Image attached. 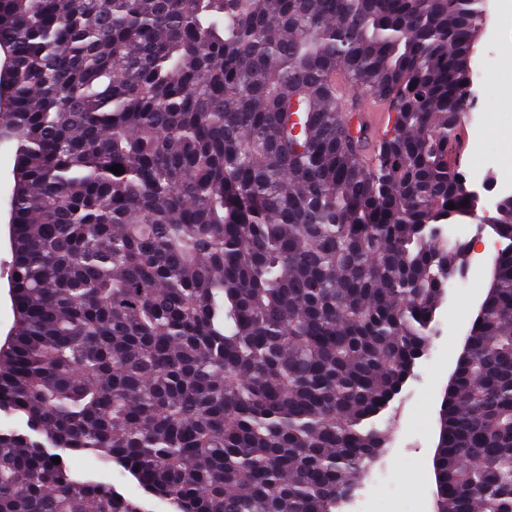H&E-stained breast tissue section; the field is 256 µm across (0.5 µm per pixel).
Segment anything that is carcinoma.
Returning <instances> with one entry per match:
<instances>
[{"instance_id": "1", "label": "carcinoma", "mask_w": 512, "mask_h": 512, "mask_svg": "<svg viewBox=\"0 0 512 512\" xmlns=\"http://www.w3.org/2000/svg\"><path fill=\"white\" fill-rule=\"evenodd\" d=\"M484 0H0L15 154L0 512H341L469 244ZM388 104L367 130L333 80ZM123 166L118 175L109 168ZM455 208H447L448 203ZM436 512H512V195ZM90 457L94 461L92 467L86 463V458ZM68 461L71 468L83 478H92L110 483L130 499L138 500L143 497V491L135 481L123 475L115 465L105 467L91 453L75 454Z\"/></svg>"}]
</instances>
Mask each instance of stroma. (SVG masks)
Masks as SVG:
<instances>
[{"mask_svg": "<svg viewBox=\"0 0 512 512\" xmlns=\"http://www.w3.org/2000/svg\"><path fill=\"white\" fill-rule=\"evenodd\" d=\"M487 20L472 53L477 103L470 116L466 152H479L500 175H512V158L501 149L512 144V99L498 91L500 76L512 73V0H485ZM14 152L0 147V344L14 324L8 289L12 260L8 242L9 201L13 189ZM492 257L474 254L460 287L448 288L436 313V330L426 354L417 360L391 411L390 438L385 451L346 506L345 512H435L433 458L438 436V411L448 388V371L464 352L466 337L483 301L492 274ZM71 468L84 478L115 486L138 500L142 489L116 466L87 465L85 454L70 457Z\"/></svg>", "mask_w": 512, "mask_h": 512, "instance_id": "35a3bbf8", "label": "stroma"}]
</instances>
